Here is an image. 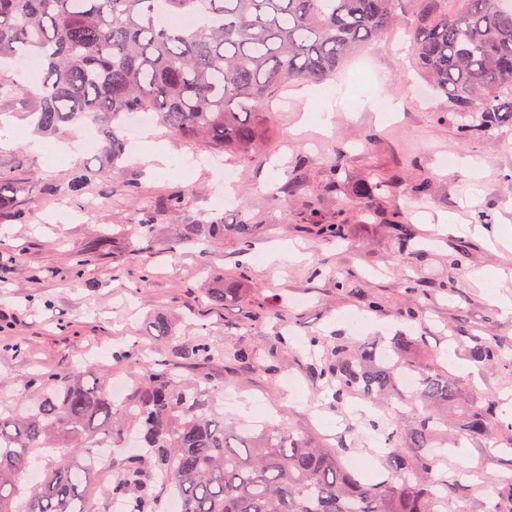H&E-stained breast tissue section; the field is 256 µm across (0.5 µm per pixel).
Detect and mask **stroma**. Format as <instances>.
Instances as JSON below:
<instances>
[{"mask_svg":"<svg viewBox=\"0 0 512 512\" xmlns=\"http://www.w3.org/2000/svg\"><path fill=\"white\" fill-rule=\"evenodd\" d=\"M417 0H398L399 22L350 57L329 85L344 98L331 113V133H322L321 109L309 84L281 90L273 105L263 149L247 158L225 155L233 170L236 195L230 206L216 208L213 192L217 170L192 163L188 144L152 127L164 145L168 166L150 169L131 160L113 174L103 148L50 157L52 147L71 139L65 131L52 136H0V171L20 184L19 198L28 218L0 226V401L11 403L23 377L73 366L91 369L108 379L131 381L142 368L128 348L136 341L148 347V359L176 365L179 374L205 378L217 411L225 420L251 427L261 416L255 403L270 410V419L320 448H352L369 454L363 423L371 409L359 398L339 405L311 379L301 349L311 335L331 340L386 344L406 325L409 278L431 285L425 313L414 323L427 346L416 359L426 362L439 351V364L470 383L476 392H494L512 400V376L499 369H478L470 362L458 336H482L512 353V309L493 301L512 298V123L489 131L476 130L474 115L453 112L446 96L429 92L415 99L413 87L423 86L413 60L409 26ZM372 71L359 81L360 61ZM383 97L400 105L394 117L376 112L370 98ZM454 165H446V157ZM481 165L473 178L468 161ZM342 162L341 178L352 183L370 173L399 176L409 184L427 178L430 199L411 203L407 195L389 198L387 209L402 213L412 224L430 256L424 264L397 261V247L374 233L370 220L357 209L341 211L339 198L327 190V173ZM96 179L77 195L66 194L69 181L84 169ZM181 192L179 210L164 199ZM153 212L165 230L179 224H233L248 218L261 227L249 254L242 293L214 306L202 295L198 271L203 264L234 270L238 246L233 237L169 252L166 243L154 248L151 273L132 259L136 242L125 230L140 213ZM491 221L479 223L478 214ZM347 218L349 240L318 236L313 220ZM115 228L109 246L83 273L72 269L76 253L91 248L100 225ZM466 246L461 265L455 250ZM290 246L300 260L278 268L266 266L264 252ZM323 267L324 277L313 275ZM494 273L493 284L477 280L479 271ZM344 278L353 287L375 292L381 312L366 315L356 331L343 321L358 307L336 286ZM268 309L266 320L249 324L246 311L253 301ZM166 319L179 335L204 337L213 345L210 356L183 360L177 345L152 335L156 318ZM295 334L291 352L279 355L276 369L237 362L235 348H253L265 358L280 328ZM512 451L494 442H464L448 456L452 471H503Z\"/></svg>","mask_w":512,"mask_h":512,"instance_id":"obj_1","label":"stroma"}]
</instances>
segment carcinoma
Returning a JSON list of instances; mask_svg holds the SVG:
<instances>
[{
	"label": "carcinoma",
	"instance_id": "1",
	"mask_svg": "<svg viewBox=\"0 0 512 512\" xmlns=\"http://www.w3.org/2000/svg\"><path fill=\"white\" fill-rule=\"evenodd\" d=\"M396 0H0V67L18 58L34 60L40 81L34 92L35 126L58 134L91 121L106 144L112 174L120 173L128 141L124 124L135 112H151L167 133L200 150L242 157L260 148L270 122L269 103L278 90L336 76L344 61L398 21ZM185 16L200 23L187 27ZM416 67L432 88L448 96L457 113L479 114L485 130L512 119V0H420L412 23ZM336 193L352 203L384 211L397 188L416 199L431 196L424 178L404 184L372 174L349 186L333 166ZM14 179L0 172V225L25 216ZM398 242V253L428 260L416 234L399 213L379 225ZM142 243L137 253L150 262L159 235L149 213L131 225ZM260 225L182 224L173 247L233 236L248 254ZM244 263L219 272V285L206 298L222 305L238 296ZM336 287L368 311L382 310L378 296ZM414 320L429 293L409 280ZM159 336L181 343L183 359L211 354L205 341L176 335L163 318ZM424 337L399 332L391 356L367 343L340 338L331 344L311 336L305 348L323 350L310 373L334 389L336 402L359 396L376 411L367 426L383 437L386 480L345 469L338 456L316 448L283 425L241 433L205 411L201 378L185 379L172 369L145 372L124 400L80 371L23 381L21 410L0 412V512H109L123 500L127 512H155L156 478L173 490L180 512H455L470 486L451 473L439 474L432 456L448 464V442L492 439L512 448V419L499 397L481 394L467 402L468 388L433 354L415 361ZM466 353L478 367L512 371V357L479 336L468 337ZM417 373L415 392L405 394L401 378ZM412 407L413 418L398 421L393 402ZM33 465L42 480L26 478ZM497 507L512 512V475H488Z\"/></svg>",
	"mask_w": 512,
	"mask_h": 512
}]
</instances>
